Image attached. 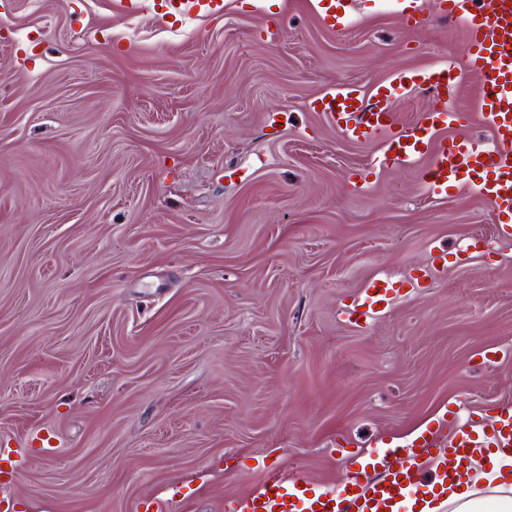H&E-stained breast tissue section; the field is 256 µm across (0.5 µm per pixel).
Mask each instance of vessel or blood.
Segmentation results:
<instances>
[{"instance_id":"obj_1","label":"vessel or blood","mask_w":512,"mask_h":512,"mask_svg":"<svg viewBox=\"0 0 512 512\" xmlns=\"http://www.w3.org/2000/svg\"><path fill=\"white\" fill-rule=\"evenodd\" d=\"M169 15L185 17L200 11L222 10V0H165ZM346 0H326L323 19L331 28L346 29ZM438 14L463 25L465 65H438L422 70H399L366 98L353 84H339L314 99L311 107L346 139L384 144L380 168L416 166L426 193L448 197L468 186L496 217L495 236L477 237L455 255L466 266L479 254L512 245V0H439ZM480 84L473 116L451 112L449 101L464 76ZM423 87L434 103L409 125L397 121L386 100L393 91ZM490 132L483 146L465 135L471 123ZM461 132L445 136L448 125ZM399 291L397 281L377 278L368 284L341 315L361 326L374 320ZM59 442L41 429L26 442H0V489L8 490L29 457L28 449L54 455ZM512 457V409L501 408L485 417L461 415L452 408L438 428L400 440L379 435L373 447L354 454L339 486H327L302 476L296 468H263L260 487L224 500V512H433L462 481L467 470L488 462L490 454Z\"/></svg>"}]
</instances>
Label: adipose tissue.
I'll list each match as a JSON object with an SVG mask.
<instances>
[{"mask_svg":"<svg viewBox=\"0 0 512 512\" xmlns=\"http://www.w3.org/2000/svg\"><path fill=\"white\" fill-rule=\"evenodd\" d=\"M444 506L447 512H512V463L496 457L489 470L469 472Z\"/></svg>","mask_w":512,"mask_h":512,"instance_id":"ef3b65f1","label":"adipose tissue"}]
</instances>
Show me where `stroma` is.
Masks as SVG:
<instances>
[{"label": "stroma", "mask_w": 512, "mask_h": 512, "mask_svg": "<svg viewBox=\"0 0 512 512\" xmlns=\"http://www.w3.org/2000/svg\"><path fill=\"white\" fill-rule=\"evenodd\" d=\"M223 0L172 19L115 0H0V439L51 430L14 512H222L267 466L330 484L340 439L409 438L512 403V248L449 263L365 327L339 317L495 221L471 190L373 171L310 104L461 65L456 21L394 0ZM367 184L355 186L356 174ZM325 5L323 6V20L333 29L344 30L349 26L347 1L345 0H322ZM339 10H343L342 14H338Z\"/></svg>", "instance_id": "obj_1"}]
</instances>
